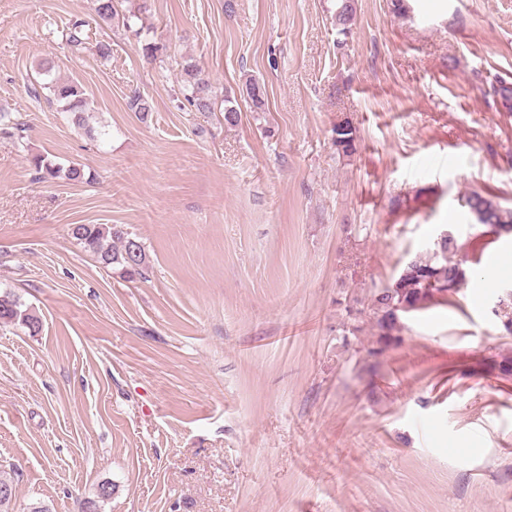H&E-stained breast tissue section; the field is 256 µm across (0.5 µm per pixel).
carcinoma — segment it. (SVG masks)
<instances>
[{"mask_svg":"<svg viewBox=\"0 0 512 512\" xmlns=\"http://www.w3.org/2000/svg\"><path fill=\"white\" fill-rule=\"evenodd\" d=\"M353 0H338L335 11L337 34L343 30L353 16ZM185 79L182 96L189 107L199 112L212 109V99L208 83L199 77L196 65L185 63L182 66ZM49 91L61 111L74 115L81 120V114L88 106L83 87L72 81H54L42 85ZM488 95L493 101H501L503 107L512 112V84L498 80L489 86ZM337 135L333 139L336 153L342 157H351L358 151V135L354 127L347 130H332ZM33 167L40 180L63 177L78 182L83 179L80 167L73 165L67 169L55 167L40 157L32 160ZM464 206L470 213L481 215L480 223L499 231L512 230V209H504L493 199L471 192L464 197ZM72 236L93 254L105 267L119 265L122 273L132 276L142 274L147 267L146 253L142 244L124 228L117 224H74ZM456 240L450 235L434 244V249L426 254L417 253L402 267L393 282L374 291L370 296V310L373 313L375 347L369 350L372 356H378L395 345L401 329L404 310L419 311L440 298L451 296L460 291L467 280L462 263L454 259ZM502 312V325L508 335H512V294L505 293L499 299ZM20 299L10 293L0 295V324L19 322L36 332L40 329L39 320L21 309ZM0 512H51L48 505L38 502L23 508L16 507L15 485L13 481L0 479Z\"/></svg>","mask_w":512,"mask_h":512,"instance_id":"1","label":"carcinoma"}]
</instances>
